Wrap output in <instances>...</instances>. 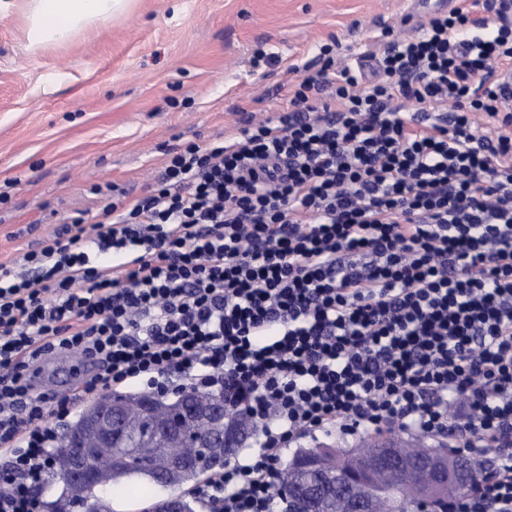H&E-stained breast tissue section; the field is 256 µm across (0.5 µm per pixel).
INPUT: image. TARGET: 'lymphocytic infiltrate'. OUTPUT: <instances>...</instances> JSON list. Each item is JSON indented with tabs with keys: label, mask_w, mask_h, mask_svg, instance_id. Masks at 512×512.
<instances>
[{
	"label": "lymphocytic infiltrate",
	"mask_w": 512,
	"mask_h": 512,
	"mask_svg": "<svg viewBox=\"0 0 512 512\" xmlns=\"http://www.w3.org/2000/svg\"><path fill=\"white\" fill-rule=\"evenodd\" d=\"M381 36L371 73L320 45L278 116L170 153L146 197L94 186L96 222L0 262V512H46L61 422L132 384L253 423L257 450L192 490L211 512H276L306 436L391 428L492 460L448 512H512V24ZM59 354L93 366L36 390Z\"/></svg>",
	"instance_id": "obj_1"
}]
</instances>
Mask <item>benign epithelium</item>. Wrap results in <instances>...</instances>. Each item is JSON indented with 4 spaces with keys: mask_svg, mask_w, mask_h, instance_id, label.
I'll use <instances>...</instances> for the list:
<instances>
[{
    "mask_svg": "<svg viewBox=\"0 0 512 512\" xmlns=\"http://www.w3.org/2000/svg\"><path fill=\"white\" fill-rule=\"evenodd\" d=\"M140 405L143 414L153 419V437L172 444L182 434L184 419L206 421L224 416V401L218 397L194 404L184 394L172 402L145 396ZM126 409L125 401L108 396L94 403L83 427L95 438V446H81L66 458L65 472L72 484L98 480L99 471L89 468L86 460L112 444L123 426ZM346 459L347 464L342 465L315 454L294 462L298 479L291 495L304 504L305 512H319V500L332 495L345 498L348 512H379L383 502L397 512L401 491L408 501L424 507L446 498L448 485L468 487L475 478L471 465L448 457L446 449L426 445L418 453L408 454L395 438L385 439V446L373 454L351 448Z\"/></svg>",
    "mask_w": 512,
    "mask_h": 512,
    "instance_id": "7a95c632",
    "label": "benign epithelium"
}]
</instances>
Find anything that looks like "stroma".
I'll list each match as a JSON object with an SVG mask.
<instances>
[{
  "label": "stroma",
  "mask_w": 512,
  "mask_h": 512,
  "mask_svg": "<svg viewBox=\"0 0 512 512\" xmlns=\"http://www.w3.org/2000/svg\"><path fill=\"white\" fill-rule=\"evenodd\" d=\"M407 0H137L67 46L32 52L20 18H0V262L93 217V185L145 196L166 154L223 139L286 108L321 64L380 53L409 33ZM276 56L255 66L256 49Z\"/></svg>",
  "instance_id": "1"
}]
</instances>
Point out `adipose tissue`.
<instances>
[{
  "label": "adipose tissue",
  "mask_w": 512,
  "mask_h": 512,
  "mask_svg": "<svg viewBox=\"0 0 512 512\" xmlns=\"http://www.w3.org/2000/svg\"><path fill=\"white\" fill-rule=\"evenodd\" d=\"M134 0H0V16H20L30 49L60 46L81 31L124 14Z\"/></svg>",
  "instance_id": "adipose-tissue-1"
}]
</instances>
